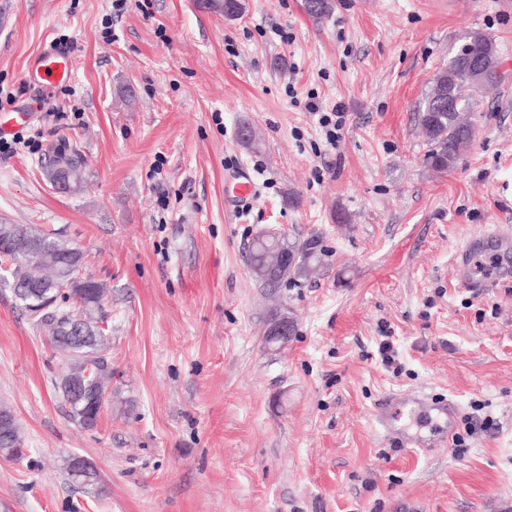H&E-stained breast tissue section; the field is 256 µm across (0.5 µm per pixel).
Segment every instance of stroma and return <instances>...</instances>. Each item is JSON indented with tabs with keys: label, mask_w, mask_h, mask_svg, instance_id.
I'll return each instance as SVG.
<instances>
[{
	"label": "stroma",
	"mask_w": 512,
	"mask_h": 512,
	"mask_svg": "<svg viewBox=\"0 0 512 512\" xmlns=\"http://www.w3.org/2000/svg\"><path fill=\"white\" fill-rule=\"evenodd\" d=\"M0 0V123L36 149L0 156V224L51 231L108 290L112 400L97 427L54 388L61 354L0 287V403L25 438L0 455V512H512V252L492 288L457 286L455 253L512 236V0ZM468 30L499 48L474 139L432 171L418 122ZM67 54L46 85L31 61ZM342 109L328 145L319 115ZM254 146L238 138L241 124ZM84 160L58 193L50 146ZM258 193L230 210V175ZM346 223H337V215ZM274 226L318 238L327 266L267 288L246 260ZM296 331L264 344L272 313ZM393 345L394 363L379 353ZM460 407L451 445L402 448L370 422L384 397ZM92 462L98 488L72 481Z\"/></svg>",
	"instance_id": "1"
}]
</instances>
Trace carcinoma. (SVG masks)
<instances>
[{"instance_id":"carcinoma-1","label":"carcinoma","mask_w":512,"mask_h":512,"mask_svg":"<svg viewBox=\"0 0 512 512\" xmlns=\"http://www.w3.org/2000/svg\"><path fill=\"white\" fill-rule=\"evenodd\" d=\"M304 9L312 19L319 20L332 11L333 0H304ZM480 59L492 68L497 67V45L479 30L468 31L459 39L448 64L436 73L419 108V124L430 146L426 163L436 171L446 172L455 166L471 145L472 116L478 111L480 100L468 93L473 84L469 62ZM50 153L49 181H55L57 172L66 168L72 182L79 183L81 159L60 145L52 147ZM19 229L25 232L29 246L25 249L0 246V261L6 264L5 272L9 273L6 278L1 276L0 282L8 283L19 306L29 314L40 309L47 299L57 298L53 308L32 317V321L39 328H48L54 348L66 354L67 369L55 379V389L71 420L83 427L87 419L100 415L101 409L111 401L112 370L106 357L111 337L103 327L107 290L99 288L94 296L81 288L66 292L62 288L63 279L76 273L72 266L83 258L81 249L50 233L19 224L1 228L0 239L5 237V232ZM285 252L298 255V263L280 267V256ZM247 260L255 278L273 288L277 276L288 281L317 274L324 265V253L317 249L314 238L292 239L280 233L251 243ZM69 319L81 320L86 329L85 338L78 343L65 333ZM0 416L8 417L0 429V453L22 456L24 436L10 408L0 405Z\"/></svg>"}]
</instances>
